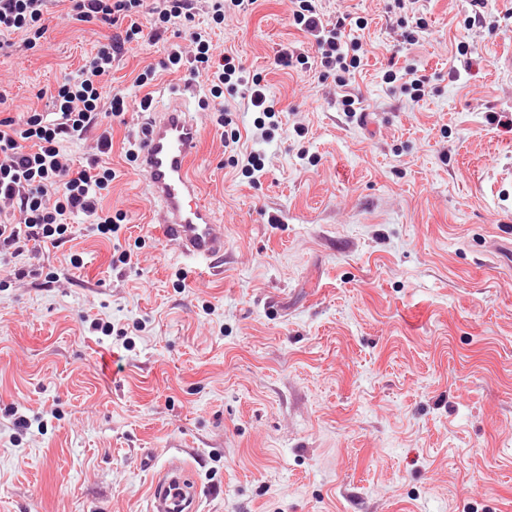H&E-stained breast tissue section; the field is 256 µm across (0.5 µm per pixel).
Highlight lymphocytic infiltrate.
I'll use <instances>...</instances> for the list:
<instances>
[{
  "label": "lymphocytic infiltrate",
  "instance_id": "lymphocytic-infiltrate-1",
  "mask_svg": "<svg viewBox=\"0 0 512 512\" xmlns=\"http://www.w3.org/2000/svg\"><path fill=\"white\" fill-rule=\"evenodd\" d=\"M69 2V18L110 25L142 5V0ZM292 3V22L312 37L323 77L346 86L348 75L359 67L365 53L361 42L347 37L348 15L337 13L329 23L323 19L318 0ZM46 13L47 0H0V32L22 33L25 47H34L48 29ZM142 33L133 25L101 46L76 78L57 89L52 115L28 113L19 127L13 118L0 119V213L7 211L13 217L12 223L0 224V266L10 265L23 253L38 252L44 244L65 240L70 229L67 218L74 213L92 217L100 233H118L123 214L101 205L102 192L112 180V170L103 165L101 157L112 150L111 123L124 120L128 102L124 94L117 93L110 103H103L101 90L116 54ZM162 66H184L192 76H205L207 90L215 98L222 97L224 87H246L247 98L258 113L253 126L261 138L270 137L278 128L279 112L260 79H247L233 53L214 56L211 42L201 33H191L189 49L173 46ZM91 133L96 136L98 155L87 166L75 167L61 143Z\"/></svg>",
  "mask_w": 512,
  "mask_h": 512
}]
</instances>
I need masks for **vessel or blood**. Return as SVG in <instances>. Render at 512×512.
I'll return each mask as SVG.
<instances>
[{
    "instance_id": "b4317fda",
    "label": "vessel or blood",
    "mask_w": 512,
    "mask_h": 512,
    "mask_svg": "<svg viewBox=\"0 0 512 512\" xmlns=\"http://www.w3.org/2000/svg\"><path fill=\"white\" fill-rule=\"evenodd\" d=\"M202 132L185 97L157 111L140 144L139 176L162 214L167 239L187 257L211 263L224 255V233L199 191ZM200 490L186 464L166 463L152 477L148 512H198Z\"/></svg>"
}]
</instances>
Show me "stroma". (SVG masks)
Instances as JSON below:
<instances>
[{
    "label": "stroma",
    "instance_id": "1",
    "mask_svg": "<svg viewBox=\"0 0 512 512\" xmlns=\"http://www.w3.org/2000/svg\"><path fill=\"white\" fill-rule=\"evenodd\" d=\"M321 7L368 22L351 30L367 52L345 90L317 57L277 65L310 48L290 0L220 25L199 0L189 26L113 63L104 94L133 102L108 158L117 239L74 216L71 239L17 258L41 275L0 271V512H144L147 449L187 464L204 512H512V0H488L493 30L465 28L471 0H416L413 45L392 0ZM48 8L38 47L15 34L0 49V119L51 112L101 44L151 21L145 7L114 26ZM193 31L282 112L273 139L244 142L264 162L251 181L215 111L235 108L243 129L254 112L237 95L194 103L202 197L224 227L213 269L165 238L130 158L147 118L135 100L199 91L159 68ZM392 59L426 76L422 99L384 82ZM119 248L131 265L113 266Z\"/></svg>",
    "mask_w": 512,
    "mask_h": 512
}]
</instances>
